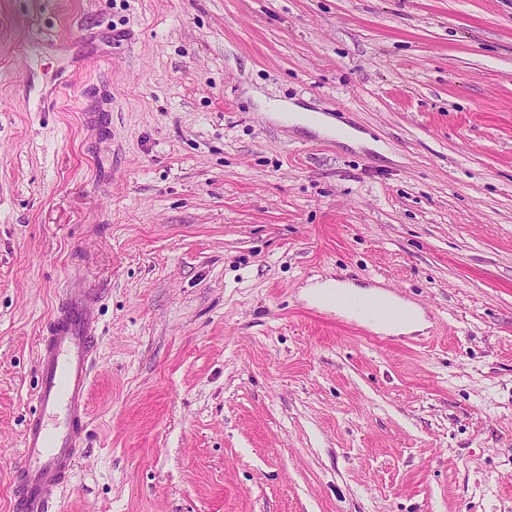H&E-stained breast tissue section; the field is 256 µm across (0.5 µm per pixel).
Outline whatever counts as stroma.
<instances>
[{
	"label": "stroma",
	"mask_w": 512,
	"mask_h": 512,
	"mask_svg": "<svg viewBox=\"0 0 512 512\" xmlns=\"http://www.w3.org/2000/svg\"><path fill=\"white\" fill-rule=\"evenodd\" d=\"M77 276L58 512H512V0H0V512ZM336 289H340L346 292L354 293L361 297L368 298H388L394 297V295L388 291L377 289V288H369L362 289L353 284L344 283L338 280L329 279L322 283H317L316 285L309 288L307 292V297L311 302L321 303L322 299H328L331 292L336 291ZM332 301L335 302L336 307L366 317H378L389 321H397L405 317V311L399 307L376 308L365 304L360 299L341 293L336 294Z\"/></svg>",
	"instance_id": "1"
}]
</instances>
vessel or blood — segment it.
Segmentation results:
<instances>
[{
  "label": "vessel or blood",
  "mask_w": 512,
  "mask_h": 512,
  "mask_svg": "<svg viewBox=\"0 0 512 512\" xmlns=\"http://www.w3.org/2000/svg\"><path fill=\"white\" fill-rule=\"evenodd\" d=\"M99 299L98 289L75 284L53 313L37 358L38 408L23 432L21 461L14 469L18 488L12 493L11 512H55L58 493L81 454L98 342L92 309ZM334 302L366 317L397 321L405 315L401 308H376L341 293Z\"/></svg>",
  "instance_id": "obj_1"
}]
</instances>
